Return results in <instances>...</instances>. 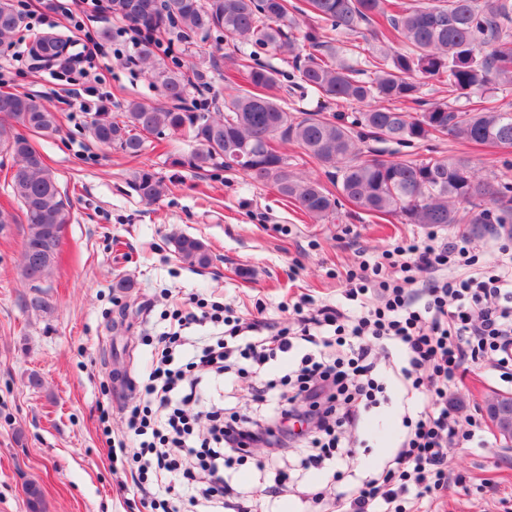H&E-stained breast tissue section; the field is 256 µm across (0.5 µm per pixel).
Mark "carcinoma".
I'll list each match as a JSON object with an SVG mask.
<instances>
[{"label": "carcinoma", "mask_w": 512, "mask_h": 512, "mask_svg": "<svg viewBox=\"0 0 512 512\" xmlns=\"http://www.w3.org/2000/svg\"><path fill=\"white\" fill-rule=\"evenodd\" d=\"M307 6L319 23L297 38L296 14L304 9L293 0H108L112 18L142 36L130 63L146 69L163 102L128 100L121 120L99 112L87 130L95 143L140 162L130 178L139 198L152 203L165 192L163 181L141 161L144 135L169 132L194 144L177 163L231 171L224 157L239 154L247 160L240 171L272 184L284 201L317 220L347 204L402 224H512V161L482 176L466 156L400 155L402 148L442 137L512 149V112L492 94L498 84L512 85V0H307ZM24 24L15 0H0V47H9ZM199 34L240 42L231 61L245 72L247 87L225 95L222 108L206 101L187 104L191 80L184 66L157 59L156 39L173 36L183 51L199 54ZM331 34L360 37L366 47L353 59L341 57L327 50ZM300 41L310 52L300 53ZM261 49L292 57L289 89L299 87L355 111L290 112L288 99L279 95L281 73L257 59ZM28 52L45 66L75 61L71 42L57 33L36 37ZM431 77L445 79L452 103H424L420 79ZM16 124L54 132L59 117L37 96L0 93V152L16 158L11 190L26 224L19 272L39 282L57 266L71 209L54 170L28 138L14 132ZM366 137L397 149L389 157L365 153L359 143ZM277 138L336 169L333 188L288 171V159L272 145ZM172 244L191 267L213 262L196 237L179 235Z\"/></svg>", "instance_id": "1"}]
</instances>
